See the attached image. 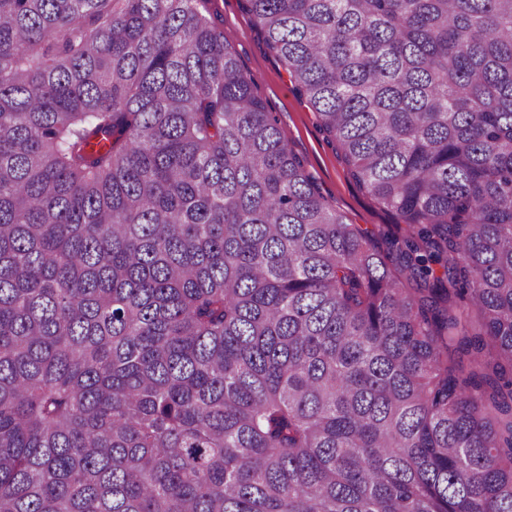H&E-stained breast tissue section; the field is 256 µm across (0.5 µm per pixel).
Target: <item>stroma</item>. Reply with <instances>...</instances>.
Returning a JSON list of instances; mask_svg holds the SVG:
<instances>
[{
  "instance_id": "35a3bbf8",
  "label": "stroma",
  "mask_w": 512,
  "mask_h": 512,
  "mask_svg": "<svg viewBox=\"0 0 512 512\" xmlns=\"http://www.w3.org/2000/svg\"><path fill=\"white\" fill-rule=\"evenodd\" d=\"M209 18L223 28L256 94L275 114L282 133L303 160L320 193L348 223L374 232L394 229L395 216L356 182L340 150L322 130L316 113L295 92L282 62L255 26L245 0H217Z\"/></svg>"
}]
</instances>
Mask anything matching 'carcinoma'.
Returning <instances> with one entry per match:
<instances>
[{
	"instance_id": "obj_1",
	"label": "carcinoma",
	"mask_w": 512,
	"mask_h": 512,
	"mask_svg": "<svg viewBox=\"0 0 512 512\" xmlns=\"http://www.w3.org/2000/svg\"><path fill=\"white\" fill-rule=\"evenodd\" d=\"M0 0V512H512V0ZM217 1L216 11L206 14L234 49L250 76L256 94L278 119L292 150L320 193L340 211L349 224L377 233L397 232L395 216L382 208L356 182L341 152L320 127L315 112L293 89L283 63L268 47L255 26L244 0Z\"/></svg>"
}]
</instances>
